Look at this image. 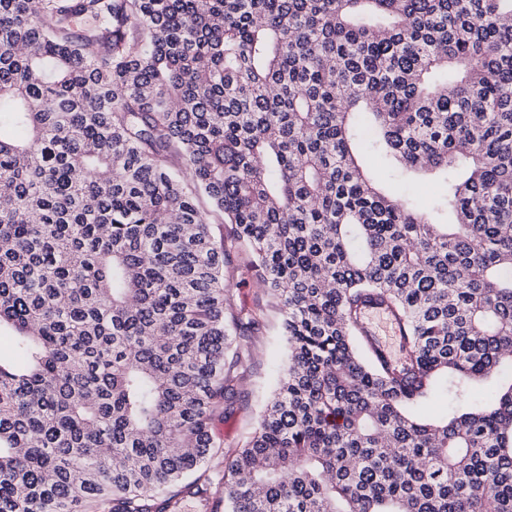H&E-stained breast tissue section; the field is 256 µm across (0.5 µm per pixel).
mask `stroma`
Segmentation results:
<instances>
[{"instance_id": "35a3bbf8", "label": "stroma", "mask_w": 512, "mask_h": 512, "mask_svg": "<svg viewBox=\"0 0 512 512\" xmlns=\"http://www.w3.org/2000/svg\"><path fill=\"white\" fill-rule=\"evenodd\" d=\"M235 268L226 272L235 310L257 321L247 335L233 334L232 348L242 358L241 379L229 400L222 422L217 423L220 448L205 464L203 482L218 483L224 475L225 452L242 447L254 432L261 411L273 393L277 367L285 354L283 317L274 299L263 288L257 271L248 270V253L232 252Z\"/></svg>"}]
</instances>
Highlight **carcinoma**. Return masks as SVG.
<instances>
[{"instance_id":"carcinoma-1","label":"carcinoma","mask_w":512,"mask_h":512,"mask_svg":"<svg viewBox=\"0 0 512 512\" xmlns=\"http://www.w3.org/2000/svg\"><path fill=\"white\" fill-rule=\"evenodd\" d=\"M201 196L288 344L224 512H512V0H0V512L200 493L243 328Z\"/></svg>"}]
</instances>
